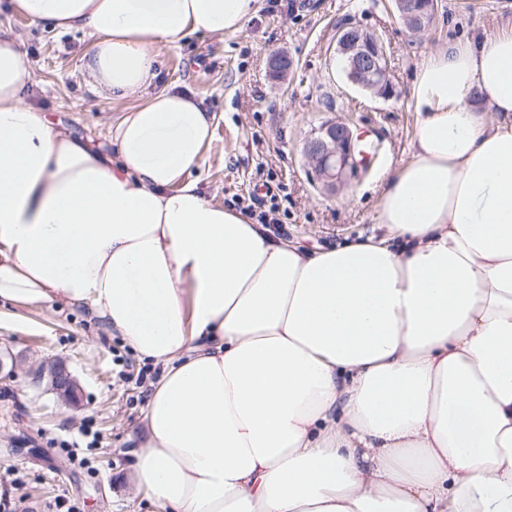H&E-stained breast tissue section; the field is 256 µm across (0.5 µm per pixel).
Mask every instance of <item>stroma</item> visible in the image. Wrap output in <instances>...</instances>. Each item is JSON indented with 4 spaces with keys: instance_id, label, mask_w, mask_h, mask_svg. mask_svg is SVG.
Here are the masks:
<instances>
[{
    "instance_id": "1",
    "label": "stroma",
    "mask_w": 512,
    "mask_h": 512,
    "mask_svg": "<svg viewBox=\"0 0 512 512\" xmlns=\"http://www.w3.org/2000/svg\"><path fill=\"white\" fill-rule=\"evenodd\" d=\"M512 18V0H439L432 26L411 33L393 0H261L235 33L195 34L166 45L156 61L153 90L171 86L199 98L214 117V137L192 170L207 199L240 210L274 211V235L311 251L380 235L376 201L388 175L413 150L414 74L427 54L449 40L493 35ZM354 21L384 42L390 58V98L351 84L336 52V32ZM0 29L27 57L32 83L26 101L75 139L110 152L112 118L130 100L90 91L84 64L92 39L81 31L32 25L0 0ZM287 51V77L272 80L267 61ZM347 123L377 145L367 168L325 193L311 175L304 141L322 120ZM0 512H152L131 493L135 443L129 434L153 391L160 368L138 359L121 337L90 317L86 307L55 303L36 312L0 299ZM58 360L76 377L78 405L62 402L34 370ZM97 439L80 448L89 460H70L64 442Z\"/></svg>"
}]
</instances>
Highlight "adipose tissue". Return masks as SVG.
<instances>
[{
    "label": "adipose tissue",
    "instance_id": "adipose-tissue-1",
    "mask_svg": "<svg viewBox=\"0 0 512 512\" xmlns=\"http://www.w3.org/2000/svg\"><path fill=\"white\" fill-rule=\"evenodd\" d=\"M11 8L92 37L95 93L144 97L92 150L0 34V299L86 305L162 365L129 479L153 512H512V19L419 65L385 235L310 252L205 198L213 120L151 89L158 49L259 0Z\"/></svg>",
    "mask_w": 512,
    "mask_h": 512
}]
</instances>
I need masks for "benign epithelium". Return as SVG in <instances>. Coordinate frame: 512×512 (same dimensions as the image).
I'll use <instances>...</instances> for the list:
<instances>
[{"instance_id":"benign-epithelium-1","label":"benign epithelium","mask_w":512,"mask_h":512,"mask_svg":"<svg viewBox=\"0 0 512 512\" xmlns=\"http://www.w3.org/2000/svg\"><path fill=\"white\" fill-rule=\"evenodd\" d=\"M396 5L406 26L418 34L432 23L438 0H396ZM336 51L347 62L345 72L350 82L380 97L393 95L387 53L377 35L350 22L339 30ZM290 66L288 53L276 51L269 60V74L274 79H282ZM303 152L314 180L331 193L351 179L366 157L350 126L336 119L325 121L314 136L306 140ZM38 378L47 381L49 389L64 401L70 403L77 398L78 383L64 365L44 364L38 369Z\"/></svg>"}]
</instances>
